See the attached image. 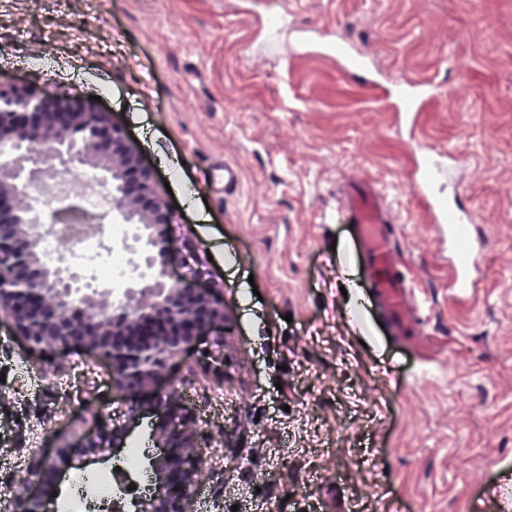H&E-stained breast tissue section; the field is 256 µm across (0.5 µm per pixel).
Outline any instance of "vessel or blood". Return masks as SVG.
Masks as SVG:
<instances>
[{"label":"vessel or blood","instance_id":"obj_1","mask_svg":"<svg viewBox=\"0 0 512 512\" xmlns=\"http://www.w3.org/2000/svg\"><path fill=\"white\" fill-rule=\"evenodd\" d=\"M326 51L335 52L336 61L343 71L364 73L370 62L360 41L344 39L326 44ZM367 93L379 101L391 103L403 120L410 135H417L421 112L426 111L435 97L432 83L423 79H394L388 86L369 81L364 85ZM413 189L425 199L432 223L444 226L448 239V290L452 295L470 293L474 283L477 260L486 240L475 232V219L471 211L462 207L457 194L443 195L439 184L447 171L438 156L426 155L417 165ZM338 210L351 216L358 227L361 255L367 268L380 274L375 286L384 304L385 315L395 333H403L414 317L416 303L413 294L401 277L392 275L391 267L397 261L393 235L384 232L390 213L384 208L370 181L343 192Z\"/></svg>","mask_w":512,"mask_h":512}]
</instances>
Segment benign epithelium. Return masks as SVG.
Listing matches in <instances>:
<instances>
[{"label": "benign epithelium", "instance_id": "obj_1", "mask_svg": "<svg viewBox=\"0 0 512 512\" xmlns=\"http://www.w3.org/2000/svg\"><path fill=\"white\" fill-rule=\"evenodd\" d=\"M0 146L10 149L0 161V318L32 349L55 352L80 343L108 358L133 420L150 410L142 394L205 326L224 320V306L208 289L171 280V216L151 170L109 113L25 89L0 91ZM70 166L98 173L112 199V218L133 230L124 243L136 255L130 286L111 304L109 289L80 272L45 274L41 238L27 224L36 179ZM163 407L181 414L178 426L165 420L157 426L162 447L179 452L152 464L151 496L131 499L127 512H192L206 458L177 392H169ZM50 470L47 459H32L22 490L7 500L10 512H56L46 492Z\"/></svg>", "mask_w": 512, "mask_h": 512}]
</instances>
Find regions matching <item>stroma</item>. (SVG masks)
Here are the masks:
<instances>
[{
  "label": "stroma",
  "instance_id": "1",
  "mask_svg": "<svg viewBox=\"0 0 512 512\" xmlns=\"http://www.w3.org/2000/svg\"><path fill=\"white\" fill-rule=\"evenodd\" d=\"M270 13L292 40L360 39L379 83L431 81L421 135L334 57H269ZM0 86L97 97L173 215L174 278L224 302L150 392L196 414L211 471L194 512H508L512 0H0ZM442 148L465 157L457 191L488 237L475 302L449 297L446 236L411 183ZM361 179L401 223L426 353L392 333L336 214ZM125 403L106 358L31 350L0 321V490L35 454L61 491L112 472L87 443Z\"/></svg>",
  "mask_w": 512,
  "mask_h": 512
}]
</instances>
